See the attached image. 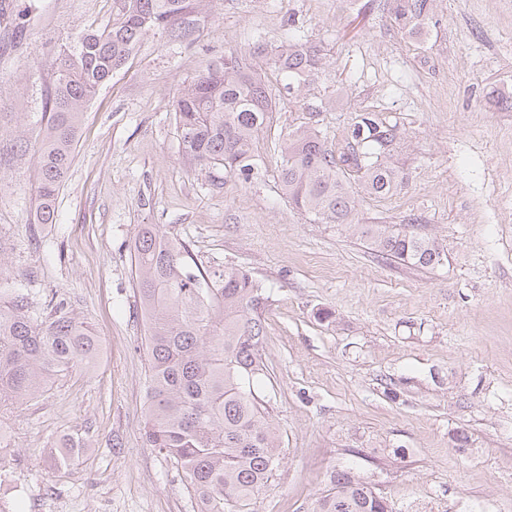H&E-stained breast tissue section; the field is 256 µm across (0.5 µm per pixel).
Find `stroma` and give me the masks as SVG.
Segmentation results:
<instances>
[{"label": "stroma", "instance_id": "stroma-1", "mask_svg": "<svg viewBox=\"0 0 512 512\" xmlns=\"http://www.w3.org/2000/svg\"><path fill=\"white\" fill-rule=\"evenodd\" d=\"M0 16V272L29 314L63 303L101 351L22 404L0 405L10 512H197L182 473L146 445L148 360L129 247L142 224L200 269L240 268L269 296L262 356L281 439L253 512H313L342 469L395 512H512V0H437L411 37L386 0H206L185 41L146 37L87 106L57 221H33L52 61L111 22L116 0H11ZM330 66L282 97L261 173L225 185L178 155L171 104L206 61L292 34ZM332 110L321 111L325 99ZM397 126L408 177L360 198L363 224L442 240V266L385 260L342 224L310 221L274 176L278 141L318 112L343 145L358 111ZM73 437L60 464L54 444Z\"/></svg>", "mask_w": 512, "mask_h": 512}]
</instances>
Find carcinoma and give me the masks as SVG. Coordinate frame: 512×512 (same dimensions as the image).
Instances as JSON below:
<instances>
[{
	"label": "carcinoma",
	"instance_id": "1",
	"mask_svg": "<svg viewBox=\"0 0 512 512\" xmlns=\"http://www.w3.org/2000/svg\"><path fill=\"white\" fill-rule=\"evenodd\" d=\"M112 23L77 34L53 61L56 81L39 151L35 224H54L56 200L74 158L82 115L99 89L135 53L143 38L187 39L191 0H119ZM394 24L413 34L435 18L436 0H387ZM299 96L326 67L318 43L297 36L270 50L207 62L172 102L178 152L188 164L224 169V182H246L259 167L256 143L277 111L266 69ZM399 137L371 112L355 116L344 151L336 153L317 128L300 125L279 143L277 186L288 203L324 224H345L368 239L377 256L421 269L442 265L441 242L393 225L361 224L358 197L386 196L405 184L389 161ZM131 266L147 326L148 403L143 437L172 459L200 512H252L255 493L278 465L281 440L259 391L268 378L261 347L268 296L248 272H201L187 245L144 224L131 247ZM100 340L92 325L62 310L31 317L16 288L0 286V402L20 403L82 365L94 367ZM315 512H393L347 473L330 476Z\"/></svg>",
	"mask_w": 512,
	"mask_h": 512
}]
</instances>
